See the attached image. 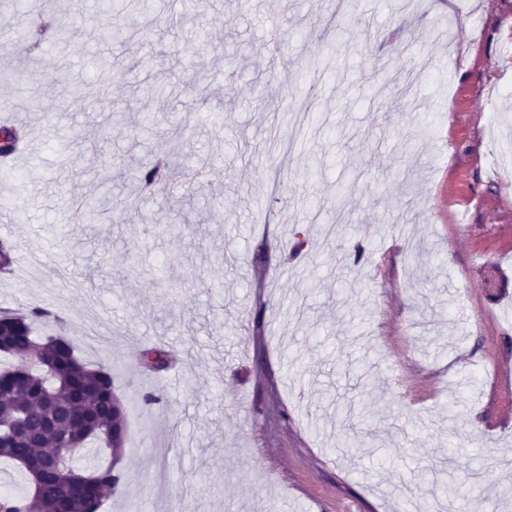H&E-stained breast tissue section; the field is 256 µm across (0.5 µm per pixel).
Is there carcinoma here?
Masks as SVG:
<instances>
[{"label":"carcinoma","instance_id":"obj_1","mask_svg":"<svg viewBox=\"0 0 512 512\" xmlns=\"http://www.w3.org/2000/svg\"><path fill=\"white\" fill-rule=\"evenodd\" d=\"M77 2L71 0L64 20L51 18L42 28L62 23L74 28L83 14ZM21 143L16 127L0 125V159L12 157ZM176 154L174 145L165 158L140 169L123 209L137 208L144 195L156 193L175 177ZM64 330L65 319L47 308L0 310V359L6 360L0 367V460L12 462L24 480L23 489L0 492V512H100L99 488L112 490L127 478L122 466L125 430L120 415L112 414L121 404L112 371L81 359ZM33 350L39 352V361L25 362ZM167 361V353L154 348L143 353L141 364L160 371ZM63 443L107 451L111 461L105 467H77L66 483L26 466L52 455ZM416 480V487L431 486L449 500L470 501L483 493L477 482L463 491L453 478L439 480L428 465L417 467Z\"/></svg>","mask_w":512,"mask_h":512}]
</instances>
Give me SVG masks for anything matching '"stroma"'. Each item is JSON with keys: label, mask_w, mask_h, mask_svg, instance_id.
I'll list each match as a JSON object with an SVG mask.
<instances>
[{"label": "stroma", "mask_w": 512, "mask_h": 512, "mask_svg": "<svg viewBox=\"0 0 512 512\" xmlns=\"http://www.w3.org/2000/svg\"><path fill=\"white\" fill-rule=\"evenodd\" d=\"M115 2L126 27L153 18L143 42L88 0L35 48L0 5V99L30 149L0 168L26 213L0 207V309L60 314L111 370L129 477L102 512H401L451 448L462 478L503 461L486 494L512 512V0H362L355 23L344 0ZM76 87L93 111H65ZM174 139L180 176L122 211ZM327 394L366 404L370 447L336 452Z\"/></svg>", "instance_id": "1"}]
</instances>
